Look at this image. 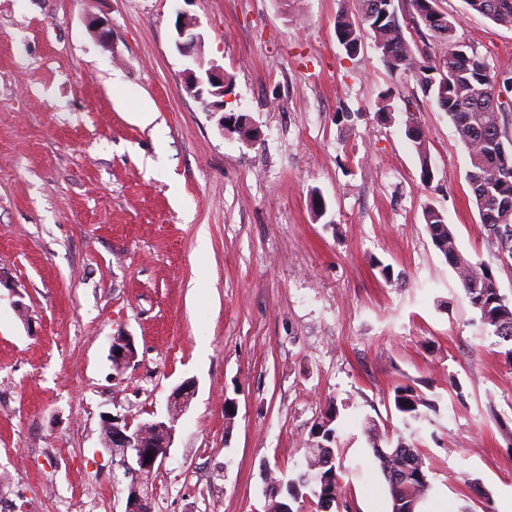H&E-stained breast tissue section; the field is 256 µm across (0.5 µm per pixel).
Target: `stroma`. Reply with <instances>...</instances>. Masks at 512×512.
Segmentation results:
<instances>
[{"label": "stroma", "mask_w": 512, "mask_h": 512, "mask_svg": "<svg viewBox=\"0 0 512 512\" xmlns=\"http://www.w3.org/2000/svg\"><path fill=\"white\" fill-rule=\"evenodd\" d=\"M436 7L457 19V49L512 75V28L464 0ZM182 12L232 79L225 112L256 141L187 90ZM356 12L355 0H0V490L25 486L16 512L43 498L54 512L84 498L87 512H124L132 477L103 420L164 417L187 379L198 391L151 478L153 512H267L269 476L305 469L332 401L349 512H391L365 422L403 432L405 384L437 405L415 424L422 512H512V364L425 206L511 299L512 260L487 243L447 114L372 40L353 55L338 42V15ZM144 108L153 126L136 121ZM116 336L136 349L120 371ZM406 119L404 121L406 127V134L408 138L413 142L416 152L420 160V177L422 182H430L433 178V171L429 161L428 149L424 133L420 126L415 123L413 128H409L408 123L413 117L412 113H406Z\"/></svg>", "instance_id": "1"}]
</instances>
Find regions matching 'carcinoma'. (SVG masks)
<instances>
[{"mask_svg": "<svg viewBox=\"0 0 512 512\" xmlns=\"http://www.w3.org/2000/svg\"><path fill=\"white\" fill-rule=\"evenodd\" d=\"M468 10L483 15L501 26L512 28V0H465ZM413 11L432 33L438 47L435 59L417 56L404 37L400 16L403 5ZM370 36L388 66L418 77L424 93L433 96L440 110L448 114L467 150L470 169L466 179L487 241L500 257L512 259V139L505 140L502 122V96L512 92V76L503 75L476 55H462L453 48L456 20L439 12L435 0H358V20L341 16L336 21V37L350 55L365 36ZM420 160V177L433 178L424 133L420 126L406 128ZM426 229L436 248L455 272L472 308L479 315L483 331L497 338L500 352L512 363V301L500 294L490 264L475 261L456 244V237L442 213L431 206L423 210ZM395 410L409 436L393 439L378 432L372 420L365 430L373 453L380 461L388 484L392 512H418L430 488L425 457L406 464L403 448L418 452L412 423L423 419L436 403L410 385L394 388ZM338 409L330 407L312 427L315 442L308 449L306 470L288 479V496L300 504L314 497L317 507L334 501L339 512L348 508L343 499L340 475H326L317 467L322 460L336 459L337 436L332 424Z\"/></svg>", "mask_w": 512, "mask_h": 512, "instance_id": "1", "label": "carcinoma"}]
</instances>
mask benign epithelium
I'll list each match as a JSON object with an SVG mask.
<instances>
[{
    "instance_id": "benign-epithelium-1",
    "label": "benign epithelium",
    "mask_w": 512,
    "mask_h": 512,
    "mask_svg": "<svg viewBox=\"0 0 512 512\" xmlns=\"http://www.w3.org/2000/svg\"><path fill=\"white\" fill-rule=\"evenodd\" d=\"M197 19L182 13L176 27L177 40L175 46L183 57L190 60L191 67L185 70L187 84L198 98L212 96L217 101L212 107L224 109L222 98L228 95L232 81L224 68L211 61L205 62L201 51L203 39L197 32ZM133 341L129 336H114L110 346V357L115 366L122 368L134 358ZM197 394L195 381L188 379L176 386L168 399V418L140 423L137 426L120 417L104 419V447L113 454L120 456V465L137 480L129 485L126 502V512H143L145 498L140 493V477L151 474L167 458L172 447L175 434V423L178 417L189 407ZM161 430L165 433L163 440L156 444L145 439L148 432ZM152 454L153 459L147 460L146 454Z\"/></svg>"
}]
</instances>
